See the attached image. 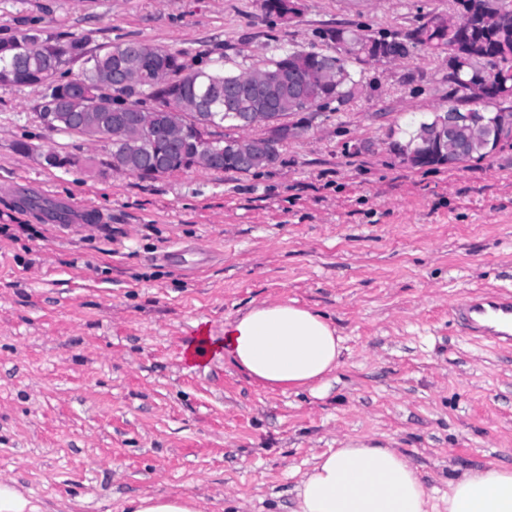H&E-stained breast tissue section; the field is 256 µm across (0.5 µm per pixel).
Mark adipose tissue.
<instances>
[{
	"mask_svg": "<svg viewBox=\"0 0 512 512\" xmlns=\"http://www.w3.org/2000/svg\"><path fill=\"white\" fill-rule=\"evenodd\" d=\"M342 342L322 314L264 301L226 322L222 342L199 332L186 357L196 365L221 353L264 387L320 394L341 363ZM296 496L295 512H512V467L468 469L441 500L401 453L357 440L314 456Z\"/></svg>",
	"mask_w": 512,
	"mask_h": 512,
	"instance_id": "1",
	"label": "adipose tissue"
}]
</instances>
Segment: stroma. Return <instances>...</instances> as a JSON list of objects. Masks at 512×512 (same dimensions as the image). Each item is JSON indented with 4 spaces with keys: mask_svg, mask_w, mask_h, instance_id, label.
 I'll use <instances>...</instances> for the list:
<instances>
[{
    "mask_svg": "<svg viewBox=\"0 0 512 512\" xmlns=\"http://www.w3.org/2000/svg\"><path fill=\"white\" fill-rule=\"evenodd\" d=\"M262 4L0 0V38L34 27L246 69L330 28L402 36L454 8L301 0L284 24ZM351 68L354 96L294 116L300 134L250 174L112 172L109 144L37 122L40 88L0 87V225L21 227L0 235V480L44 512H121L146 492L293 512L314 456L354 437L399 451L438 497L469 468L512 466V348L451 316L475 290L512 291V141L461 168L403 164L390 144L447 107V60L417 47ZM50 149L73 165L47 168ZM284 299L343 339L323 395L263 388L224 358L187 367L198 325L220 339Z\"/></svg>",
    "mask_w": 512,
    "mask_h": 512,
    "instance_id": "35a3bbf8",
    "label": "stroma"
}]
</instances>
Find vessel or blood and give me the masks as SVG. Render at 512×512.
Segmentation results:
<instances>
[{
    "label": "vessel or blood",
    "mask_w": 512,
    "mask_h": 512,
    "mask_svg": "<svg viewBox=\"0 0 512 512\" xmlns=\"http://www.w3.org/2000/svg\"><path fill=\"white\" fill-rule=\"evenodd\" d=\"M469 335L512 347V292H474L452 308Z\"/></svg>",
    "instance_id": "b4317fda"
}]
</instances>
